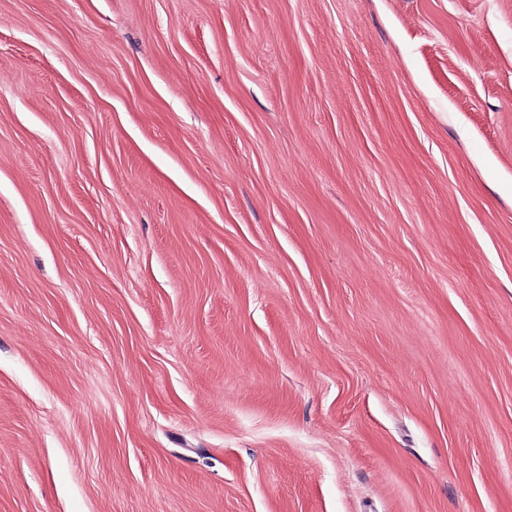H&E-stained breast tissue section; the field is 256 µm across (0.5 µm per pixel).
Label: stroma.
Returning a JSON list of instances; mask_svg holds the SVG:
<instances>
[{"instance_id":"obj_1","label":"stroma","mask_w":512,"mask_h":512,"mask_svg":"<svg viewBox=\"0 0 512 512\" xmlns=\"http://www.w3.org/2000/svg\"><path fill=\"white\" fill-rule=\"evenodd\" d=\"M0 512H512V0H0Z\"/></svg>"}]
</instances>
